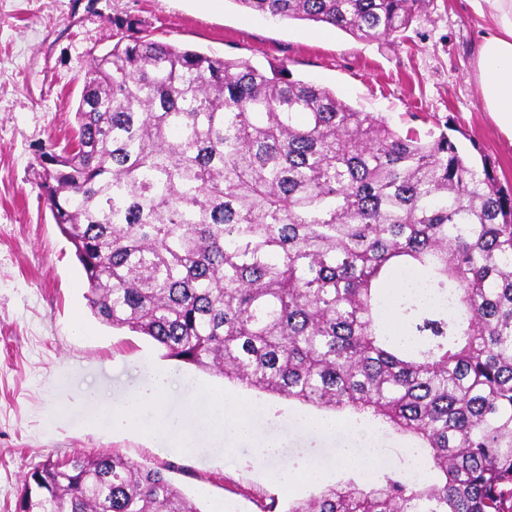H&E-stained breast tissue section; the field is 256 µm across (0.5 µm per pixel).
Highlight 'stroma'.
<instances>
[{
	"label": "stroma",
	"instance_id": "obj_1",
	"mask_svg": "<svg viewBox=\"0 0 512 512\" xmlns=\"http://www.w3.org/2000/svg\"><path fill=\"white\" fill-rule=\"evenodd\" d=\"M152 38L265 66L286 64L294 78L336 92L353 107L398 128H421L419 113L451 118L454 139L478 144L512 185V139L484 112L476 85V49L486 27L478 0H430L401 42L361 41L323 25L247 14L236 0H0V512H13L26 473L50 455L117 452L171 478L201 512H263L306 499L361 473L345 462L342 439L303 433L298 416L320 410L246 389L219 374L165 358L147 337L100 322L74 248L54 224L41 194V152L63 143L76 124L83 79L94 55L111 48L115 19ZM192 377L228 399L263 404L253 439L226 449L202 436L183 456L137 432L93 429L99 390L119 406L149 367ZM278 434L281 460L260 445ZM324 460L320 477L281 484L270 473L308 451Z\"/></svg>",
	"mask_w": 512,
	"mask_h": 512
}]
</instances>
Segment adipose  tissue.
Instances as JSON below:
<instances>
[{"label":"adipose tissue","mask_w":512,"mask_h":512,"mask_svg":"<svg viewBox=\"0 0 512 512\" xmlns=\"http://www.w3.org/2000/svg\"><path fill=\"white\" fill-rule=\"evenodd\" d=\"M484 2L490 32L477 55L480 94L486 111L512 138V0ZM173 381L170 371L148 369L119 407H104L97 428L115 432L139 426L148 430L160 446L193 452L198 438L189 430L185 416L171 411L167 400ZM205 424L218 439L244 440L251 435V424L241 417L239 404L228 402L220 392L209 396Z\"/></svg>","instance_id":"ef3b65f1"}]
</instances>
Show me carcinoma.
<instances>
[{
    "instance_id": "cac0c4a2",
    "label": "carcinoma",
    "mask_w": 512,
    "mask_h": 512,
    "mask_svg": "<svg viewBox=\"0 0 512 512\" xmlns=\"http://www.w3.org/2000/svg\"><path fill=\"white\" fill-rule=\"evenodd\" d=\"M271 19L397 40L428 0H235ZM74 135L40 156L95 317L164 357L415 439L403 466L263 512H512V186L422 117L397 130L283 64L118 26ZM420 271L453 310L378 284ZM14 512H201L116 452L49 455Z\"/></svg>"
}]
</instances>
